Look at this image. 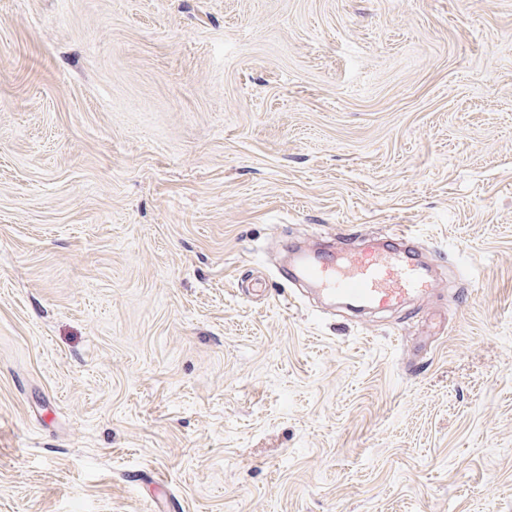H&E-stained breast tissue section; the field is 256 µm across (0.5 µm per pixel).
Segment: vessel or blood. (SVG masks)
<instances>
[{"mask_svg": "<svg viewBox=\"0 0 512 512\" xmlns=\"http://www.w3.org/2000/svg\"><path fill=\"white\" fill-rule=\"evenodd\" d=\"M405 226L389 230L387 237L369 241L345 253L314 252L299 258L293 272L323 293L376 309L400 305L410 296L429 291L427 269L410 247Z\"/></svg>", "mask_w": 512, "mask_h": 512, "instance_id": "obj_1", "label": "vessel or blood"}]
</instances>
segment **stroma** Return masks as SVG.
Segmentation results:
<instances>
[{"label": "stroma", "mask_w": 512, "mask_h": 512, "mask_svg": "<svg viewBox=\"0 0 512 512\" xmlns=\"http://www.w3.org/2000/svg\"><path fill=\"white\" fill-rule=\"evenodd\" d=\"M0 512H512V0H0ZM387 234L383 240H369L357 249L304 254L294 275L314 283L330 297L376 309L426 294L431 285L426 266L409 246L411 233L397 225ZM341 252L346 256L339 258Z\"/></svg>", "instance_id": "35a3bbf8"}]
</instances>
